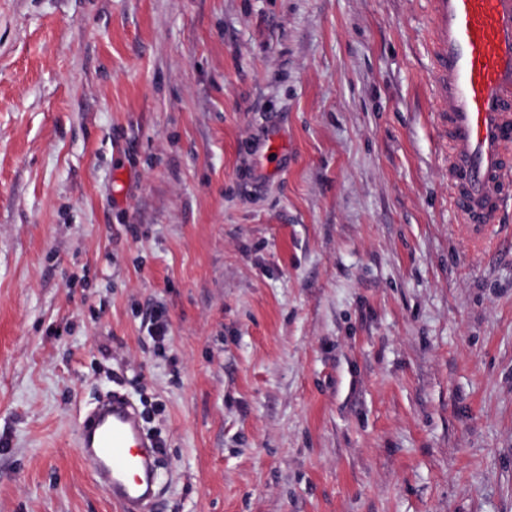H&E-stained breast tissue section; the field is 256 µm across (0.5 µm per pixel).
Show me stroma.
Listing matches in <instances>:
<instances>
[{
  "label": "stroma",
  "mask_w": 512,
  "mask_h": 512,
  "mask_svg": "<svg viewBox=\"0 0 512 512\" xmlns=\"http://www.w3.org/2000/svg\"><path fill=\"white\" fill-rule=\"evenodd\" d=\"M429 0H0V512H512V202L474 250ZM169 324L163 344L149 312ZM76 445L94 463L96 484L121 512L157 511V443L145 435L124 394L112 392L78 423Z\"/></svg>",
  "instance_id": "stroma-1"
}]
</instances>
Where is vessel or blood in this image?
I'll return each instance as SVG.
<instances>
[{
  "label": "vessel or blood",
  "mask_w": 512,
  "mask_h": 512,
  "mask_svg": "<svg viewBox=\"0 0 512 512\" xmlns=\"http://www.w3.org/2000/svg\"><path fill=\"white\" fill-rule=\"evenodd\" d=\"M436 109L460 223L485 236L512 199V0H430ZM76 445L121 512H156L157 444L122 393L78 424Z\"/></svg>",
  "instance_id": "b4317fda"
}]
</instances>
